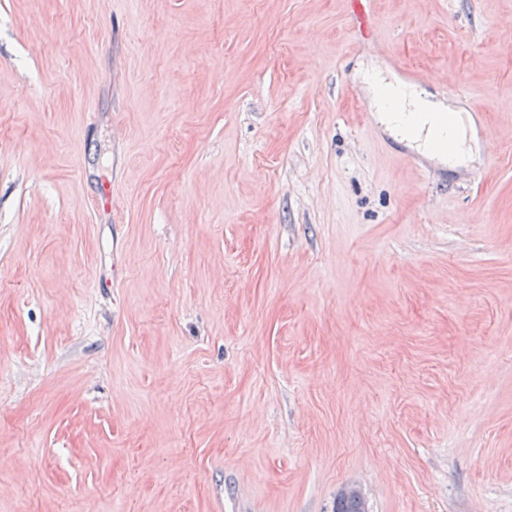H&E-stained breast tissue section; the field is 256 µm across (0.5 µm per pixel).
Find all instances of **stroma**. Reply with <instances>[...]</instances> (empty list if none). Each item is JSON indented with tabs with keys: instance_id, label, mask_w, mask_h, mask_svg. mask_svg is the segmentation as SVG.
<instances>
[{
	"instance_id": "1",
	"label": "stroma",
	"mask_w": 512,
	"mask_h": 512,
	"mask_svg": "<svg viewBox=\"0 0 512 512\" xmlns=\"http://www.w3.org/2000/svg\"><path fill=\"white\" fill-rule=\"evenodd\" d=\"M372 10L466 165L349 0H0V512H512V0ZM372 106L378 120L400 140H409L413 133L415 147L423 156L437 160L455 169L472 157L476 142L472 133V119L462 110L444 101H430L423 89L403 82L398 77L380 69L367 70L363 75ZM448 124L445 123L446 117ZM417 127L429 129L421 136ZM430 131L439 137H447L455 144V155L436 150Z\"/></svg>"
}]
</instances>
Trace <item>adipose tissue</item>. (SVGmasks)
Instances as JSON below:
<instances>
[{
  "label": "adipose tissue",
  "instance_id": "adipose-tissue-1",
  "mask_svg": "<svg viewBox=\"0 0 512 512\" xmlns=\"http://www.w3.org/2000/svg\"><path fill=\"white\" fill-rule=\"evenodd\" d=\"M363 81L378 120L396 138L413 139L423 156L452 169L471 158L470 115L446 102L428 100L423 89L379 69L367 70Z\"/></svg>",
  "mask_w": 512,
  "mask_h": 512
}]
</instances>
